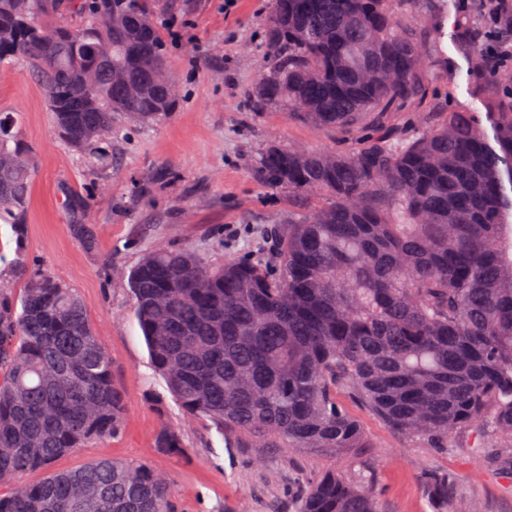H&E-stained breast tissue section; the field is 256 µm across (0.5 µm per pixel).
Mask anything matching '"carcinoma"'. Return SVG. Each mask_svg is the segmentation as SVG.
Listing matches in <instances>:
<instances>
[{"instance_id": "obj_1", "label": "carcinoma", "mask_w": 512, "mask_h": 512, "mask_svg": "<svg viewBox=\"0 0 512 512\" xmlns=\"http://www.w3.org/2000/svg\"><path fill=\"white\" fill-rule=\"evenodd\" d=\"M159 2L0 0V64L32 69L59 136L93 164L115 116L152 122L178 103L143 66L167 67ZM408 3L270 0L273 65L252 86L255 111L345 129L354 143L334 164L279 145L260 154L262 184L320 200L269 230L267 259L212 265L157 248L129 274L155 371L185 418H208L230 448H364L352 399L432 448L475 429L487 458L512 449V81L477 35L463 42L487 76L472 104L395 127L402 108H423L433 66L402 22ZM67 8L85 24L65 23ZM366 70L400 79L366 83ZM31 172L0 117V211L24 215ZM18 266L19 293L0 285V512H173L166 478L146 464L54 468L120 436L126 407L75 290L39 264ZM156 447L181 453L182 430L162 427ZM457 484L427 473L434 512H462ZM300 512H378L376 493L367 478L326 472Z\"/></svg>"}]
</instances>
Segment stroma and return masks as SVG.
<instances>
[{"label": "stroma", "mask_w": 512, "mask_h": 512, "mask_svg": "<svg viewBox=\"0 0 512 512\" xmlns=\"http://www.w3.org/2000/svg\"><path fill=\"white\" fill-rule=\"evenodd\" d=\"M167 0L157 25L168 65L181 90L179 108L153 124L119 118L112 154L98 167L61 142L45 94L31 71L0 65V110L10 113L34 166L26 229L0 217V281L22 286L14 263L26 255L77 292L89 323L112 356V377L127 409L121 436L62 457L60 469L102 458L144 462L170 484L174 512H299V491L328 471L355 480L370 475L380 512H432L425 470L452 472L474 512H512V456L489 461L474 435L449 439L443 450L388 429L366 407H347L367 445L336 452L313 448L269 451L229 448L205 418L185 423L178 403L154 370L133 311L129 271L158 246L190 248L211 263L263 246L262 233L294 207L253 175L251 165L271 144L323 152L347 149L338 131H320L271 108L253 111L248 89L272 60L265 44L269 0ZM435 0H417L406 24L434 64L427 80L437 105L465 104L484 75L460 45L453 24L436 31ZM91 225L86 246L75 227ZM182 427L184 448H157L162 426Z\"/></svg>", "instance_id": "obj_1"}]
</instances>
